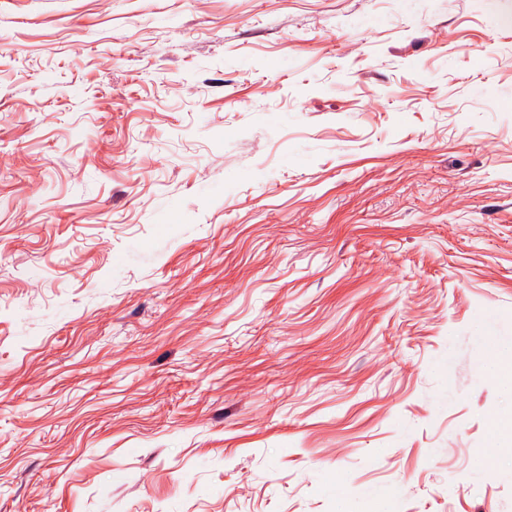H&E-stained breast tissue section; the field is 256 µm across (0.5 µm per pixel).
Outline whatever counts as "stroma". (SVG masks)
Wrapping results in <instances>:
<instances>
[{"mask_svg": "<svg viewBox=\"0 0 512 512\" xmlns=\"http://www.w3.org/2000/svg\"><path fill=\"white\" fill-rule=\"evenodd\" d=\"M512 0H0V512H512ZM483 375L512 396V338L498 340L482 365ZM490 429L495 437H503L507 444L495 443L491 448H494L491 454L487 457L486 463L493 471L496 466V453L499 448H510L512 446V415L498 416L493 418L489 423ZM511 450V448H510Z\"/></svg>", "mask_w": 512, "mask_h": 512, "instance_id": "stroma-1", "label": "stroma"}]
</instances>
